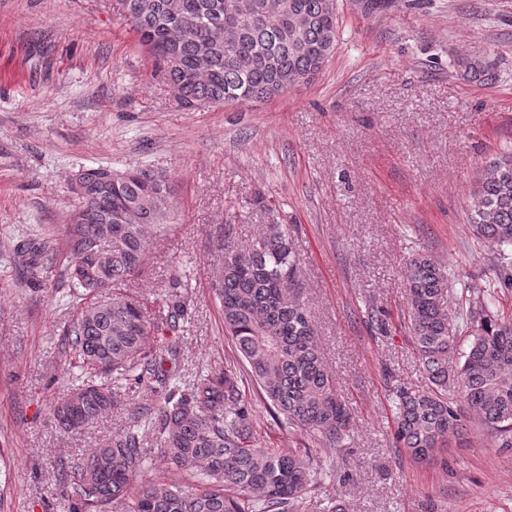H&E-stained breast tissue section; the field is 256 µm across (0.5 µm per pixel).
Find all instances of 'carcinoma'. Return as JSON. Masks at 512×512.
Listing matches in <instances>:
<instances>
[{
    "instance_id": "1",
    "label": "carcinoma",
    "mask_w": 512,
    "mask_h": 512,
    "mask_svg": "<svg viewBox=\"0 0 512 512\" xmlns=\"http://www.w3.org/2000/svg\"><path fill=\"white\" fill-rule=\"evenodd\" d=\"M139 43L155 67L191 104L260 102L297 83H309L336 52V0H122ZM248 12L255 21L243 25ZM172 54L199 67L184 84L167 65ZM464 76L492 79L488 67L465 62ZM72 193L62 248L32 242L19 249L33 275L64 266L69 296L84 303L63 337L68 366L79 384L53 417L64 431L93 423L122 403V392L146 386L162 395L142 406L126 430L77 465L72 512H107L125 499L128 512H345L342 501L316 496L335 476L326 458L345 450L353 414L335 389L299 292V274L286 224H265L246 245L231 228L217 239L219 267L211 284L224 331L272 419L299 428L327 451L283 453L253 445V420L239 376L230 369L200 371L182 390L163 366L180 354L177 343L150 345L159 329L149 303L125 291L139 273L154 237L167 232L178 201L167 176L152 167L81 169ZM470 224L497 259L494 285L469 283L448 310V271L419 254L406 264L408 329L428 384L413 386L387 373L398 452L416 463L434 460L448 434L462 428L457 400L512 448V315L496 309L498 290L512 287V153L485 170L470 195ZM102 267L112 300L97 301L89 272ZM188 284L177 276L160 306L167 331L187 317ZM470 341L461 348L459 334ZM158 439L156 455L145 447ZM189 467L194 484L159 481L130 487L148 468Z\"/></svg>"
}]
</instances>
